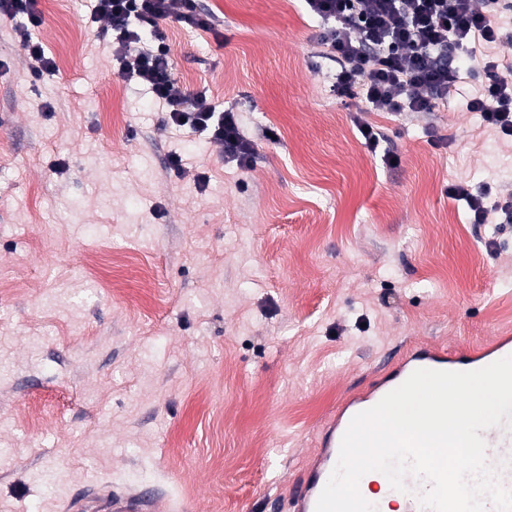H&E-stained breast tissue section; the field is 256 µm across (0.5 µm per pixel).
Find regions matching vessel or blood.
<instances>
[{"label":"vessel or blood","instance_id":"obj_1","mask_svg":"<svg viewBox=\"0 0 512 512\" xmlns=\"http://www.w3.org/2000/svg\"><path fill=\"white\" fill-rule=\"evenodd\" d=\"M509 355H512V338L507 336L497 337L465 353L433 345L411 348L402 361L377 378L368 391L350 397L343 410L328 423L317 460L303 468L294 483L289 503L291 512H315L318 498L338 461L342 436L354 415L375 406L415 370L427 367L438 371H473ZM486 445L489 462L502 466L501 483L512 489V433H492ZM66 512H160V500L148 492L106 490L90 499L70 500Z\"/></svg>","mask_w":512,"mask_h":512}]
</instances>
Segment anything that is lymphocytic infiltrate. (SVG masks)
Returning a JSON list of instances; mask_svg holds the SVG:
<instances>
[{
	"mask_svg": "<svg viewBox=\"0 0 512 512\" xmlns=\"http://www.w3.org/2000/svg\"><path fill=\"white\" fill-rule=\"evenodd\" d=\"M306 11L328 30L323 39L340 69L336 92L365 98L374 112L432 111L455 89L457 70L449 53L466 56L477 42H496L498 0H485L477 10L473 0H303ZM0 14L15 22L32 79L52 72L56 63L33 32L42 23L34 0H0ZM197 29H211V15L201 13L197 0H96L94 16L112 31V71L126 82L145 88L166 109V121L186 125L224 147L225 156L249 167L254 140L240 130L235 112L217 111L205 94L188 93L175 77L170 50L163 37L145 44L146 31L155 32L169 16ZM490 75L481 94L469 103L484 122L512 138V75L500 72L494 60H483ZM450 198L465 201L471 221L487 223L490 215L512 218V195L489 202L488 191L472 192L464 182L449 185Z\"/></svg>",
	"mask_w": 512,
	"mask_h": 512,
	"instance_id": "f902f5d3",
	"label": "lymphocytic infiltrate"
}]
</instances>
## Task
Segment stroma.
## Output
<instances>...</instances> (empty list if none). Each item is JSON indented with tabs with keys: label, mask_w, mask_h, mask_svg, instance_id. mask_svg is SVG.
<instances>
[{
	"label": "stroma",
	"mask_w": 512,
	"mask_h": 512,
	"mask_svg": "<svg viewBox=\"0 0 512 512\" xmlns=\"http://www.w3.org/2000/svg\"><path fill=\"white\" fill-rule=\"evenodd\" d=\"M93 6L36 0L57 63L36 81L0 18V512L106 486L287 512L350 393L412 346L512 334V223L446 192L512 193V141L468 109L488 76L461 63L434 111L370 112L301 0H198L213 29L158 27L187 91L257 140L244 170L113 76Z\"/></svg>",
	"instance_id": "35a3bbf8"
}]
</instances>
